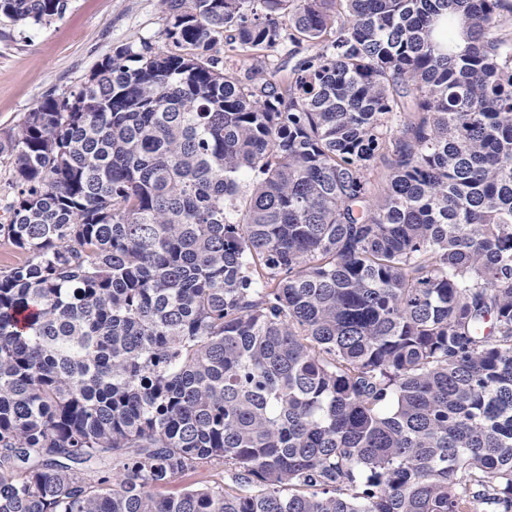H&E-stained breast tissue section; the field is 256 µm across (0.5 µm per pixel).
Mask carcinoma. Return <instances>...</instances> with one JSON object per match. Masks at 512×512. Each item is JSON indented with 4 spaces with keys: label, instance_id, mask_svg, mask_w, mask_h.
Masks as SVG:
<instances>
[{
    "label": "carcinoma",
    "instance_id": "1",
    "mask_svg": "<svg viewBox=\"0 0 512 512\" xmlns=\"http://www.w3.org/2000/svg\"><path fill=\"white\" fill-rule=\"evenodd\" d=\"M163 5L0 139V512H512V0ZM293 48L290 44L286 48H280L269 53V56L262 59V78L273 79L276 71L280 70L277 76L288 73L294 64L304 55L313 54L314 48L307 44H302V52L297 55L289 54V49ZM308 48V50H306ZM276 76V77H277Z\"/></svg>",
    "mask_w": 512,
    "mask_h": 512
}]
</instances>
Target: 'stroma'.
<instances>
[{
	"instance_id": "35a3bbf8",
	"label": "stroma",
	"mask_w": 512,
	"mask_h": 512,
	"mask_svg": "<svg viewBox=\"0 0 512 512\" xmlns=\"http://www.w3.org/2000/svg\"><path fill=\"white\" fill-rule=\"evenodd\" d=\"M161 0H69L50 23L22 26L0 18V134L47 94L74 90L117 47L150 40L166 49Z\"/></svg>"
}]
</instances>
